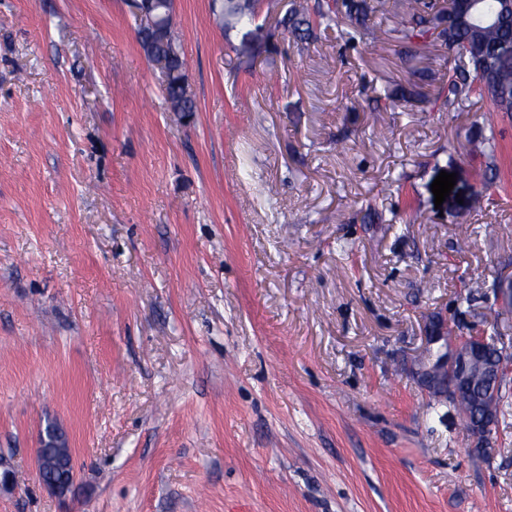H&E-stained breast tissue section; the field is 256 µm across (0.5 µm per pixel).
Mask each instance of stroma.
Listing matches in <instances>:
<instances>
[{
  "label": "stroma",
  "instance_id": "1",
  "mask_svg": "<svg viewBox=\"0 0 512 512\" xmlns=\"http://www.w3.org/2000/svg\"><path fill=\"white\" fill-rule=\"evenodd\" d=\"M292 2L174 0L181 118L130 0H0V512H512V406L482 455L409 369L434 317L512 336V113L484 189L446 46ZM258 0H213L222 2L219 18L226 27L252 22L257 15ZM387 0H317L313 7L307 3L294 5L282 19L283 25L301 43H308L323 25L330 27L339 16H345L352 27L368 29L370 16L387 11Z\"/></svg>",
  "mask_w": 512,
  "mask_h": 512
}]
</instances>
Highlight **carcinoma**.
Here are the masks:
<instances>
[{"label":"carcinoma","instance_id":"obj_1","mask_svg":"<svg viewBox=\"0 0 512 512\" xmlns=\"http://www.w3.org/2000/svg\"><path fill=\"white\" fill-rule=\"evenodd\" d=\"M219 18L224 26L251 22L257 15L256 0H220ZM498 0H479L474 10L468 9V0H459L453 13L432 11L426 0H394L392 5L395 25L390 30L394 38L412 45L427 35L448 47L454 56L455 67L448 75L446 105L460 108L471 97L484 105L483 119L488 129L495 128L501 113H512V12L497 11ZM387 11V0H317L309 6L300 3L282 19L296 40L307 43L315 37L318 28L330 27L341 16L352 27L368 29L370 16ZM168 60V76L164 82L169 110L180 115L197 111L196 99L185 82V59L177 42L169 39L159 46ZM475 151L488 164L495 165L497 146L495 138L481 137ZM497 380L475 384L474 390L464 393L452 405L460 412L476 415L478 392L484 386L494 387Z\"/></svg>","mask_w":512,"mask_h":512}]
</instances>
